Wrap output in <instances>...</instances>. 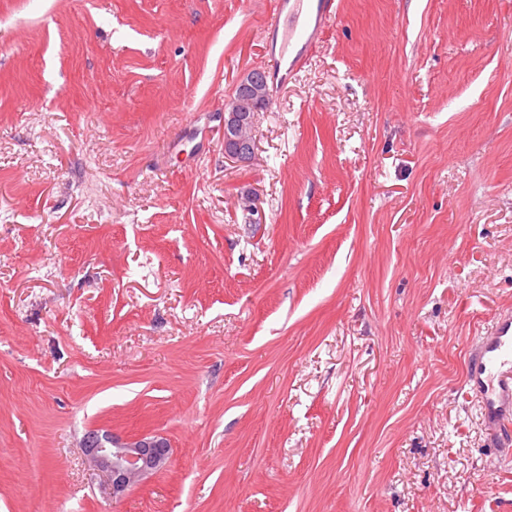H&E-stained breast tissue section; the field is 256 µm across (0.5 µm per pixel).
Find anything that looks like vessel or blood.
<instances>
[{"label": "vessel or blood", "instance_id": "obj_1", "mask_svg": "<svg viewBox=\"0 0 512 512\" xmlns=\"http://www.w3.org/2000/svg\"><path fill=\"white\" fill-rule=\"evenodd\" d=\"M293 11L301 16V25H290L286 39L301 41L305 52L289 67L299 72L306 63V52L320 41L329 22L336 17L335 0H294ZM465 382L477 396L481 418L492 435L512 432V315L494 317L485 327L475 353L471 356Z\"/></svg>", "mask_w": 512, "mask_h": 512}]
</instances>
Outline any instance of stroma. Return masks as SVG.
I'll return each mask as SVG.
<instances>
[{
  "instance_id": "35a3bbf8",
  "label": "stroma",
  "mask_w": 512,
  "mask_h": 512,
  "mask_svg": "<svg viewBox=\"0 0 512 512\" xmlns=\"http://www.w3.org/2000/svg\"><path fill=\"white\" fill-rule=\"evenodd\" d=\"M335 2L292 76L270 0H0V512H512V0ZM269 88L260 68L249 70L233 85L224 103V157L240 163L249 162L256 145L255 116L262 102L269 98ZM268 103L259 110L266 108ZM465 382L478 397L491 434L507 435L512 427V315L499 314L487 323ZM82 442L94 466L106 474L109 494L116 500L137 481L164 469L170 459V446L158 435L123 438L91 429Z\"/></svg>"
}]
</instances>
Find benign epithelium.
Masks as SVG:
<instances>
[{
    "label": "benign epithelium",
    "mask_w": 512,
    "mask_h": 512,
    "mask_svg": "<svg viewBox=\"0 0 512 512\" xmlns=\"http://www.w3.org/2000/svg\"><path fill=\"white\" fill-rule=\"evenodd\" d=\"M268 98L266 76L259 68L249 70L233 85L224 103V158L240 163L253 158L256 111ZM83 448L94 466L106 474L109 494L116 500L137 481L164 469L170 459V446L158 435L123 438L91 429L83 437Z\"/></svg>",
    "instance_id": "1"
}]
</instances>
